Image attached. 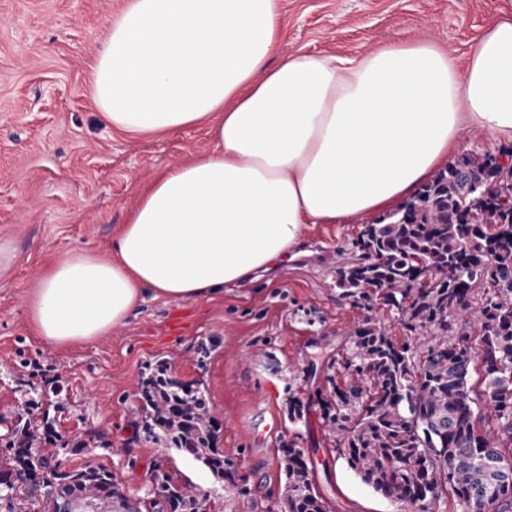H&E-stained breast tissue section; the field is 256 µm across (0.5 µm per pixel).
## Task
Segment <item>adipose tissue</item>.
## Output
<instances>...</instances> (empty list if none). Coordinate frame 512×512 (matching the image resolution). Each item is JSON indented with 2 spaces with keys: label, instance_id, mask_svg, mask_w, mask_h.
Wrapping results in <instances>:
<instances>
[{
  "label": "adipose tissue",
  "instance_id": "ef3b65f1",
  "mask_svg": "<svg viewBox=\"0 0 512 512\" xmlns=\"http://www.w3.org/2000/svg\"><path fill=\"white\" fill-rule=\"evenodd\" d=\"M279 0H128L96 58L106 122L210 148L154 178L107 251L44 266L27 296L48 345L124 325L145 299L212 300L300 253L311 224L394 210L456 152L465 130L512 143V18L466 64L433 41L354 57L279 44Z\"/></svg>",
  "mask_w": 512,
  "mask_h": 512
}]
</instances>
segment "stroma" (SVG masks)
<instances>
[{"instance_id": "1", "label": "stroma", "mask_w": 512, "mask_h": 512, "mask_svg": "<svg viewBox=\"0 0 512 512\" xmlns=\"http://www.w3.org/2000/svg\"><path fill=\"white\" fill-rule=\"evenodd\" d=\"M127 0H0V465L20 414L49 415L57 441L40 453L68 469L111 473L128 501L148 508L153 477L193 485L206 512H287L282 447L303 448L329 512H399L336 451L324 402L356 383L343 366L356 329L370 321L405 336L380 301L341 298L336 272L354 258L364 223L311 224L308 253L281 263L274 283L225 288L209 302L150 301L108 335L54 349L32 331L25 305L38 269L73 250L106 251L142 189L206 149L200 125L176 135L134 134L104 122L92 66L111 17ZM512 0H280V55H357L417 38L466 60ZM200 383L215 446L244 486L220 485L201 463L148 437L139 379L157 360ZM274 415L264 437L255 424Z\"/></svg>"}]
</instances>
